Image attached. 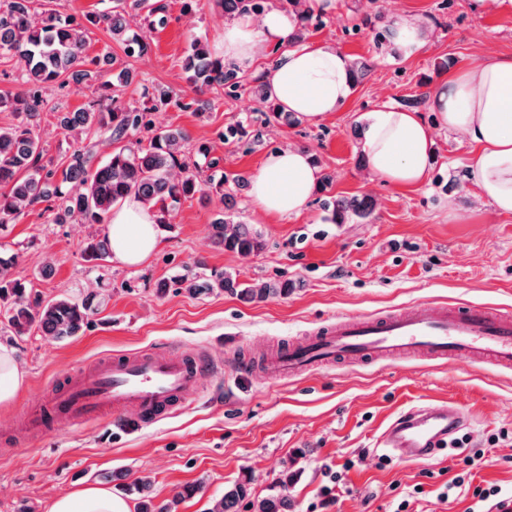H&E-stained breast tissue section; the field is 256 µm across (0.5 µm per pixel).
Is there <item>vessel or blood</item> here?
Returning a JSON list of instances; mask_svg holds the SVG:
<instances>
[{"label":"vessel or blood","mask_w":512,"mask_h":512,"mask_svg":"<svg viewBox=\"0 0 512 512\" xmlns=\"http://www.w3.org/2000/svg\"><path fill=\"white\" fill-rule=\"evenodd\" d=\"M422 353L437 361L512 366V315L489 304L467 303L436 310L418 306L380 316L344 315L261 363L266 377L301 376L339 362H368ZM208 353L175 347L99 359L59 378L23 422L25 432L49 434L113 416L143 428L173 416L213 375ZM463 421L448 403H420L400 413L378 437L381 447L419 460L445 446Z\"/></svg>","instance_id":"obj_1"}]
</instances>
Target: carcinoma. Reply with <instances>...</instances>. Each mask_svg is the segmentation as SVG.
Listing matches in <instances>:
<instances>
[{"label": "carcinoma", "mask_w": 512, "mask_h": 512, "mask_svg": "<svg viewBox=\"0 0 512 512\" xmlns=\"http://www.w3.org/2000/svg\"><path fill=\"white\" fill-rule=\"evenodd\" d=\"M279 2L281 6H297L300 0H217L224 16L241 13L260 14ZM33 0H0V58L18 57L24 68L17 76L16 93L0 96V108L21 116V121L0 128V224L15 222L36 204L53 200L47 207L53 224H104L112 206L129 196L158 206L169 217L187 199L203 202L209 193L224 191V176L214 172L218 163L209 159L210 145L190 144L189 135L180 129L157 130L146 119V112L169 102V92L155 88L154 104L138 110L121 104L114 90L131 82L129 71L123 69L111 77L103 67L115 62L109 54L89 57L87 25L102 27L112 34L128 56L142 57L150 50L149 37L130 33L126 11L114 7L110 11L86 15V22L64 16L57 10L32 8ZM87 65L97 67L110 107L102 110L93 104L58 116V127L72 135L97 129L114 141L129 140V145L113 152L109 159L91 168L92 155L78 149L63 169L47 168L42 163L44 149L38 132L43 108L42 89L66 75L76 83L88 76ZM189 80L199 88L225 86L230 91L239 87L238 73L224 68L221 59L211 56L205 42L193 40L183 60ZM207 160L213 173L203 179L198 159ZM78 182L82 190L72 192L67 184ZM336 224L365 220L376 203L371 197L329 198L321 202ZM215 247L247 257L265 247L260 232L251 225L219 217L212 224ZM108 238H92L84 247L85 258L95 266L109 256ZM10 261L0 259V312L7 315L6 329L16 335L25 334L32 326L56 341L79 335L90 323L97 294L82 299L59 297L44 300L31 296L24 282L10 276ZM182 290L191 294H219L229 291L247 302H260L270 296H286L288 282L264 284L240 283L237 275L224 272L212 278L194 273L177 280ZM253 476H246L224 489V495L213 500L208 512H238L241 502L252 493ZM282 488L251 502L252 512H288V495ZM138 495L137 512H177L181 497L157 504L152 493V480L142 476L127 487Z\"/></svg>", "instance_id": "carcinoma-1"}]
</instances>
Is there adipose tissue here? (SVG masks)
I'll list each match as a JSON object with an SVG mask.
<instances>
[{
  "label": "adipose tissue",
  "instance_id": "adipose-tissue-1",
  "mask_svg": "<svg viewBox=\"0 0 512 512\" xmlns=\"http://www.w3.org/2000/svg\"><path fill=\"white\" fill-rule=\"evenodd\" d=\"M393 46L416 55L427 42L423 20L407 13L387 15ZM297 16L279 8L262 17L242 15L226 22L221 58L241 74L260 71L268 48L279 54L265 73L275 102L301 120L319 122L347 103L352 93L346 56L326 42L291 46ZM429 109L440 128L467 137L474 146L470 179L501 215H512V55L449 72L438 80ZM369 172L400 187L423 185L433 153L431 129L417 112L380 104L370 115L362 145ZM318 170L303 150L270 153L252 181L256 210L265 215L304 212L317 187ZM155 208L130 197L112 209L108 226L112 260L136 267L156 254L162 242ZM49 512H129L110 489L90 485L55 498Z\"/></svg>",
  "mask_w": 512,
  "mask_h": 512
}]
</instances>
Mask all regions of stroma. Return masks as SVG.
Returning <instances> with one entry per match:
<instances>
[{
    "label": "stroma",
    "instance_id": "stroma-1",
    "mask_svg": "<svg viewBox=\"0 0 512 512\" xmlns=\"http://www.w3.org/2000/svg\"><path fill=\"white\" fill-rule=\"evenodd\" d=\"M167 21L147 26L144 11H130L131 29H147L150 51L126 56L103 28L91 29L89 55L111 52L116 68L132 80L120 98L141 104L144 93L167 88L171 104L151 113L154 127L185 130L205 141L224 173V191L234 199L183 202L170 226L160 228L162 247L148 262L126 268L85 261L88 239L108 233L104 224H54L43 205L16 223L0 226V256L14 257L12 277L32 293L51 299L99 293L101 305L79 336L57 342L31 328L5 336L26 372V386L11 404L0 405V512H49L52 499L91 484L112 490L128 505L124 490L147 474L156 502L182 494L179 512H208L227 485L253 473V493L263 496L293 475L286 492L289 512H466L471 491L450 500L440 493L464 469L467 455L478 485L512 488V368L489 363L438 362L418 354L372 362L340 363L303 377L268 379L245 374L241 358H257L310 337L339 315L385 314L416 306L488 303L512 312V216L496 214L469 178L473 146L460 134L436 126L428 99L450 69L480 63L491 54L512 55V12L484 15L472 0H336L320 14L306 41H326L349 61H367L371 70L354 85L350 100L317 122L291 126L266 112L255 93L263 74H248L235 93L220 86L196 91L183 68L192 39L217 48L224 15L214 0L186 10L185 0H162ZM419 15L428 29L422 53L405 59L378 47L370 17L390 11ZM96 80L65 81L47 91L40 135L54 166L67 165L79 145L92 146L105 162L113 146L95 130L81 141L65 139L57 112H68L97 97ZM419 100L417 112L431 125L435 152L427 181L405 188L372 178L363 163L359 129L380 103L403 106ZM242 126V138L226 139ZM295 146L333 174L326 195L372 196V219L350 224L327 221L318 200L301 215L256 212L250 189L236 177L253 178L264 158ZM251 224L266 240L263 251L241 257L217 250L211 225L221 213ZM54 261L50 277L39 274ZM236 272L239 281L288 282V296L248 303L236 295L191 296L180 292L183 275ZM168 341L186 351H205L217 372L204 381L192 405L160 423L113 428L94 421L44 437H20L13 421L30 412L52 382L99 358L146 351ZM418 401L448 402L472 423L457 432L458 447L430 460L386 456L376 440L389 419ZM342 469L346 490L322 506L327 469Z\"/></svg>",
    "mask_w": 512,
    "mask_h": 512
}]
</instances>
